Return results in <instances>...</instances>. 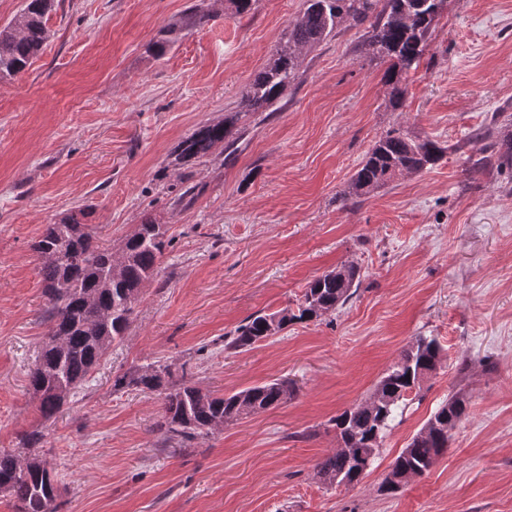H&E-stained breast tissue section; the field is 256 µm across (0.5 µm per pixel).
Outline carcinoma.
I'll return each instance as SVG.
<instances>
[{
  "instance_id": "carcinoma-1",
  "label": "carcinoma",
  "mask_w": 512,
  "mask_h": 512,
  "mask_svg": "<svg viewBox=\"0 0 512 512\" xmlns=\"http://www.w3.org/2000/svg\"><path fill=\"white\" fill-rule=\"evenodd\" d=\"M447 0H303L298 15L281 30L266 64L252 78L242 100V109L224 120L200 126L182 140L176 164L186 165L206 157L220 146L224 160L232 161L246 127L241 116L275 112L284 92L298 78L304 52L335 36L346 20L364 27L360 54L387 64L383 73L390 87L389 103L397 109L404 93L403 76L419 67L427 37ZM54 0H24V5L5 26H0V79L26 71L48 39L47 16ZM212 19L209 10L193 5L163 29V37L151 45L161 58L179 36ZM445 149L429 139H416L399 129L379 137L366 152L348 182L345 199L374 193L402 172L415 173L437 164ZM90 211L77 208L54 224L46 225L34 250L40 257L47 340L28 373V391L44 419L52 418L64 405L57 391L68 393L82 386L106 359L112 346L121 343L132 324L135 306L147 283L159 274V265L170 239L166 225L145 217L117 248L94 241ZM358 269L343 264L309 282L296 308L270 313L256 312L242 321L233 334L224 337V348L246 351L277 336L288 325L322 319L336 313L358 291ZM442 360L437 339L419 336L379 378L363 401L331 419L339 448L316 465V478L328 487L354 486L380 452L383 438L410 396L421 390L420 375L430 376ZM171 365L153 362L118 374L112 388L134 387L163 400L159 427L166 440L190 442L203 439L249 416L276 408L292 398L288 382L273 379L232 394L217 395L186 380ZM468 402L458 393L448 395L411 437L390 466L380 490L388 494L402 489L412 475L424 474L448 448V432L467 415ZM43 435L32 431L22 439L19 451H0V493L14 500L18 512H58V487L52 475L27 462L41 456Z\"/></svg>"
}]
</instances>
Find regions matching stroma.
I'll return each instance as SVG.
<instances>
[{
  "mask_svg": "<svg viewBox=\"0 0 512 512\" xmlns=\"http://www.w3.org/2000/svg\"><path fill=\"white\" fill-rule=\"evenodd\" d=\"M194 0H55L50 38L28 70L0 81V450L44 432L61 512H512V168H476L512 138V0H447L418 69L392 108L385 66L343 23L307 51L299 80L262 123L244 118L234 161L189 166L178 143L238 111L302 0H255L214 17L162 58L148 50ZM437 141L435 166L396 176L360 202L341 193L388 130ZM91 206L115 247L150 213L171 240L125 341L43 420L26 389L48 333L39 260L47 224ZM351 263L361 285L335 315L291 325L246 352L218 342L247 316L295 306L308 282ZM418 336L443 361L391 424L356 486L328 489L316 464L331 424L362 401ZM190 363L196 386L231 393L291 379L288 403L182 446L159 428V396L113 392L135 366ZM468 414L447 451L399 492L393 459L447 399Z\"/></svg>",
  "mask_w": 512,
  "mask_h": 512,
  "instance_id": "obj_1",
  "label": "stroma"
}]
</instances>
